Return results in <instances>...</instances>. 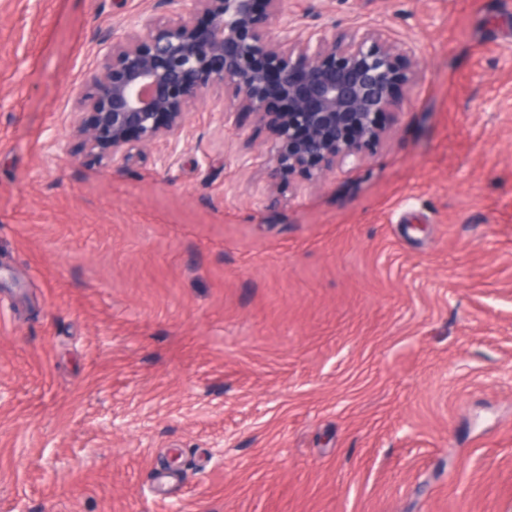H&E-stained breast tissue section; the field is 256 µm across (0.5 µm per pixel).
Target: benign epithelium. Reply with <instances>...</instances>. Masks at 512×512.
<instances>
[{"mask_svg": "<svg viewBox=\"0 0 512 512\" xmlns=\"http://www.w3.org/2000/svg\"><path fill=\"white\" fill-rule=\"evenodd\" d=\"M103 35L94 69L71 89L70 151L126 168L165 144L170 165L191 109L209 97L222 124L251 113L267 127L269 180L319 179L360 166L404 110L414 46L386 29L307 30L283 21L284 0H159Z\"/></svg>", "mask_w": 512, "mask_h": 512, "instance_id": "7a95c632", "label": "benign epithelium"}]
</instances>
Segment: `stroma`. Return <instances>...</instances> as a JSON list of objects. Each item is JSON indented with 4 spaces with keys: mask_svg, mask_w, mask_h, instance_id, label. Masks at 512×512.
I'll return each instance as SVG.
<instances>
[{
    "mask_svg": "<svg viewBox=\"0 0 512 512\" xmlns=\"http://www.w3.org/2000/svg\"><path fill=\"white\" fill-rule=\"evenodd\" d=\"M156 0H0V512H512V0H285L419 79L367 161L271 184L252 115L73 161Z\"/></svg>",
    "mask_w": 512,
    "mask_h": 512,
    "instance_id": "35a3bbf8",
    "label": "stroma"
}]
</instances>
